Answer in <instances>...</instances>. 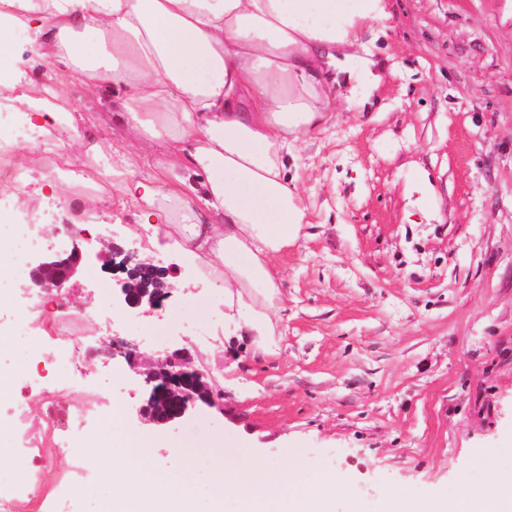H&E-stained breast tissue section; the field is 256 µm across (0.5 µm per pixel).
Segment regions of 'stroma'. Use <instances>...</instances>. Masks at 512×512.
I'll list each match as a JSON object with an SVG mask.
<instances>
[{
	"mask_svg": "<svg viewBox=\"0 0 512 512\" xmlns=\"http://www.w3.org/2000/svg\"><path fill=\"white\" fill-rule=\"evenodd\" d=\"M385 34L367 31L400 72L381 112L335 107L326 131L301 144L291 173L309 204L294 244L272 257L280 288L267 341L246 326L250 310L224 301L199 260L170 240L150 243L135 206L98 204L108 241L174 266L177 285L151 314L114 309L112 328L145 360L188 349L224 408H203L167 427L140 423L145 398L123 358L96 359L63 388L41 328L59 302L89 311L112 299L120 277L107 260L84 256L65 300L14 298L0 324L26 323L10 363L15 384L30 382L24 405L0 399L1 437L12 448L43 429L44 399L65 393L73 405L100 398L99 415L67 438L99 444L115 425L138 430L163 471L180 469L173 443L240 448L278 465L294 460L344 490L330 512H388L391 495L424 503L482 488L487 448H512V0H389ZM61 113H82L85 139L111 112L80 83L51 99ZM49 130L70 163L48 168L26 157L19 140L0 143L13 167L27 168V207L8 212L48 220L55 251L71 250L77 208L51 183L86 191L84 149L63 122ZM102 468L52 456L39 479L49 512H82L112 496Z\"/></svg>",
	"mask_w": 512,
	"mask_h": 512,
	"instance_id": "stroma-1",
	"label": "stroma"
}]
</instances>
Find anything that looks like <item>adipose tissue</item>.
<instances>
[{
  "label": "adipose tissue",
  "mask_w": 512,
  "mask_h": 512,
  "mask_svg": "<svg viewBox=\"0 0 512 512\" xmlns=\"http://www.w3.org/2000/svg\"><path fill=\"white\" fill-rule=\"evenodd\" d=\"M390 18L388 0H0V63L14 61L19 25L60 84L111 99L124 136L85 153L111 151L119 187L134 145H159L136 185L141 223L170 227L225 290L253 289L248 327L270 336V258L307 211L288 159L326 130L336 98L349 112L379 109L397 70L360 35ZM485 462L484 488L447 505L395 500L390 512H512V449H488Z\"/></svg>",
  "instance_id": "1"
}]
</instances>
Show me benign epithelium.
<instances>
[{"instance_id":"7a95c632","label":"benign epithelium","mask_w":512,"mask_h":512,"mask_svg":"<svg viewBox=\"0 0 512 512\" xmlns=\"http://www.w3.org/2000/svg\"><path fill=\"white\" fill-rule=\"evenodd\" d=\"M105 244L103 238L84 237L81 245L74 246L64 255L41 254L31 268L29 281L21 286L22 297H29L35 289L47 294L61 290L74 275L83 253L100 249ZM171 288L173 285L165 281L154 283L151 289L141 288L125 278L120 281L116 299L132 309L146 304L155 311L163 307ZM137 350L136 344L114 335L103 355L112 359L120 356L131 362L135 360ZM141 379L148 397L138 409V415L156 424H176L200 403L220 411L224 409L222 397L211 389L205 381V373L193 365L185 349L158 360L141 372Z\"/></svg>"}]
</instances>
